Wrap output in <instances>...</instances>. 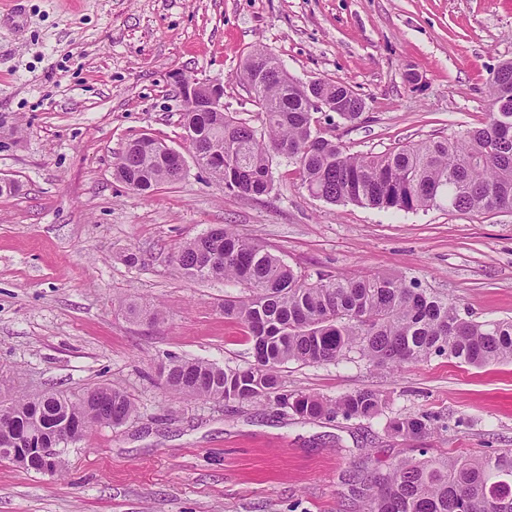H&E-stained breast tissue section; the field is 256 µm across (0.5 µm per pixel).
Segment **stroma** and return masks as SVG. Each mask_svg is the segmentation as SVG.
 Returning a JSON list of instances; mask_svg holds the SVG:
<instances>
[{
  "instance_id": "35a3bbf8",
  "label": "stroma",
  "mask_w": 512,
  "mask_h": 512,
  "mask_svg": "<svg viewBox=\"0 0 512 512\" xmlns=\"http://www.w3.org/2000/svg\"><path fill=\"white\" fill-rule=\"evenodd\" d=\"M257 46L297 80L349 86L364 110L337 122V139L351 154H384L485 121L487 82L512 60V0H0V176L18 186L0 195V401L114 385L136 407L69 445L56 475L0 461V512H363L360 477L418 449L512 448V362L283 367L291 393L377 391L385 408L371 420L306 421L165 386L170 356L253 360L244 327L224 317L240 287L173 263L222 224L297 270L401 272L473 319H512V213L330 204L283 157L269 194L239 197L192 160L175 76L223 83L225 111L260 126L237 78ZM142 136L187 157L182 180L142 194L116 179ZM133 299L164 322L130 318ZM406 413L436 431L388 435V418Z\"/></svg>"
}]
</instances>
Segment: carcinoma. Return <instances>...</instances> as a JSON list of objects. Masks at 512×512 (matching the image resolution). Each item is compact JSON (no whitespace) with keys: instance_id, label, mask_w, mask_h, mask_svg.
<instances>
[{"instance_id":"obj_1","label":"carcinoma","mask_w":512,"mask_h":512,"mask_svg":"<svg viewBox=\"0 0 512 512\" xmlns=\"http://www.w3.org/2000/svg\"><path fill=\"white\" fill-rule=\"evenodd\" d=\"M272 55L262 46L250 51L239 81L251 87L262 114V128L224 113L216 124L205 112L183 113L184 128L200 127L224 166L211 173L224 190L261 196L273 186L272 165L279 149H291L308 193L327 203L354 202L384 211H418L447 206L459 212L512 213V61L494 70L488 83L485 122L450 138L404 145L381 155H353L318 128L309 99L285 75L255 83L254 64ZM319 91L338 110L326 115L354 122L363 100L341 82L321 81ZM115 176L146 194L176 181L174 172L152 148L137 139L115 164ZM224 255L220 265L208 264ZM173 261L194 279H223L242 286L246 295L224 300V318L246 329L253 349L266 353L260 365L222 368L204 360L167 358L160 377L177 394L226 402L268 401L304 420L340 414L373 419L383 412L378 392L362 388L334 400L281 392L280 369L358 358L378 369H399L431 357H448L480 368L512 361V321H474L458 305L399 274L348 277L295 271L258 239L222 225L186 241ZM128 312L154 324L164 321L157 307L131 302ZM11 410L21 427H51L65 420L88 432L120 426L135 411L121 389L101 386L72 401L56 392L20 397ZM387 430L405 441L427 436L425 416L389 418ZM365 512H512V448L492 455L397 462L366 476Z\"/></svg>"}]
</instances>
